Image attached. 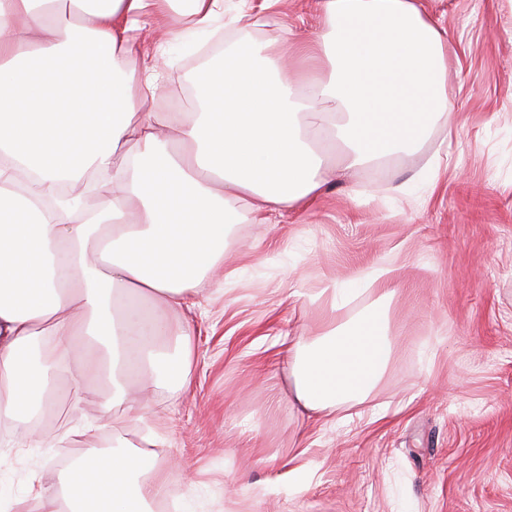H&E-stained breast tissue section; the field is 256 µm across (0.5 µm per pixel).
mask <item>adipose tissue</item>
Here are the masks:
<instances>
[{
  "label": "adipose tissue",
  "instance_id": "1",
  "mask_svg": "<svg viewBox=\"0 0 512 512\" xmlns=\"http://www.w3.org/2000/svg\"><path fill=\"white\" fill-rule=\"evenodd\" d=\"M325 29L277 45L239 40L199 84V109L157 115L159 61L170 45L257 22L224 0H0V419L49 404L80 358L75 394L104 379L113 405L140 417L127 382L181 385L189 320L228 231L276 224L313 208L336 171L411 150L448 117V32L422 0H319ZM36 179L17 190V174ZM111 172L112 198L77 223L79 198L39 203L62 180ZM384 306L335 328L293 357L295 399L329 416L362 401L383 374ZM144 454L89 452L54 484L28 491L39 512H147L173 487Z\"/></svg>",
  "mask_w": 512,
  "mask_h": 512
}]
</instances>
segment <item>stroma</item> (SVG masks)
Listing matches in <instances>:
<instances>
[{
	"label": "stroma",
	"mask_w": 512,
	"mask_h": 512,
	"mask_svg": "<svg viewBox=\"0 0 512 512\" xmlns=\"http://www.w3.org/2000/svg\"><path fill=\"white\" fill-rule=\"evenodd\" d=\"M454 51L449 126L381 171L329 182L319 205L280 224L235 225L224 254L232 279L204 287L192 322L189 385L152 384L143 421L117 425L106 385L81 401L57 379L58 420L6 430L0 493L30 478L54 482L69 456L102 442L138 453L155 442L156 469L176 474L177 512H512V0H427ZM319 33L317 0H283L260 28ZM156 111L192 112L209 63L173 46ZM440 156L435 192L418 175ZM407 184L404 196L390 186ZM389 268L391 355L362 403L337 421L294 401L288 347L375 304L333 303L356 273ZM89 423L84 438L70 427ZM55 445L33 447L41 432Z\"/></svg>",
	"instance_id": "obj_1"
}]
</instances>
